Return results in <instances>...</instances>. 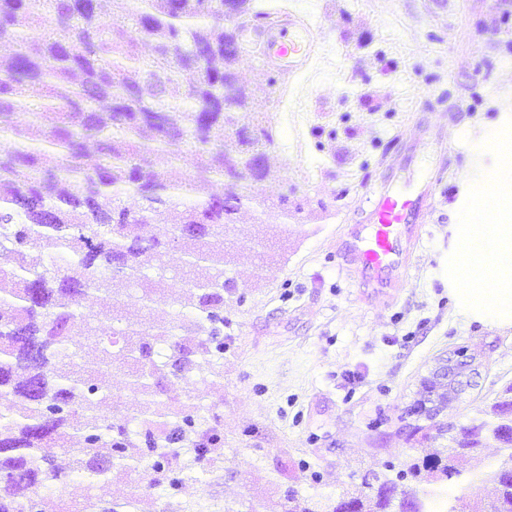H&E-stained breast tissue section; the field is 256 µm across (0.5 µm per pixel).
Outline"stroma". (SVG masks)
I'll return each instance as SVG.
<instances>
[{
	"label": "stroma",
	"instance_id": "stroma-1",
	"mask_svg": "<svg viewBox=\"0 0 512 512\" xmlns=\"http://www.w3.org/2000/svg\"><path fill=\"white\" fill-rule=\"evenodd\" d=\"M320 33L310 69L268 86L258 52L241 81L269 104V177L249 195L288 197L286 238L243 208L237 258L226 271L224 358L215 371L172 381V411L199 407L224 444L200 461L181 449L178 482L135 488L123 471L96 487L104 512H284L290 491L323 501L366 469L431 452L409 440L420 381L439 358L462 352L478 373L444 413L455 429L493 421L512 387V326L464 317L448 291L454 227L478 219L457 194L495 172L512 133V0H287ZM414 182L450 165L417 265L395 300L361 298L336 258L343 224L397 154Z\"/></svg>",
	"mask_w": 512,
	"mask_h": 512
}]
</instances>
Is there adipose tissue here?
<instances>
[{"mask_svg": "<svg viewBox=\"0 0 512 512\" xmlns=\"http://www.w3.org/2000/svg\"><path fill=\"white\" fill-rule=\"evenodd\" d=\"M491 204L483 206L482 219L459 229L461 240L477 241L486 261L478 275L469 265L452 259L448 265L450 290L462 315L512 325V154L500 159L496 180L491 185Z\"/></svg>", "mask_w": 512, "mask_h": 512, "instance_id": "1", "label": "adipose tissue"}]
</instances>
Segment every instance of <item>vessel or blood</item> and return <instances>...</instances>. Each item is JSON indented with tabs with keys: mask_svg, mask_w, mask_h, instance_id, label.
I'll return each instance as SVG.
<instances>
[{
	"mask_svg": "<svg viewBox=\"0 0 512 512\" xmlns=\"http://www.w3.org/2000/svg\"><path fill=\"white\" fill-rule=\"evenodd\" d=\"M246 34L273 75L290 78L309 68L315 36L305 19L279 13L248 26ZM442 182L443 173L438 170L422 185L408 190L396 185L391 172H384L365 195V223L342 226L336 238V257L362 293L391 299L397 296L416 266Z\"/></svg>",
	"mask_w": 512,
	"mask_h": 512,
	"instance_id": "vessel-or-blood-1",
	"label": "vessel or blood"
}]
</instances>
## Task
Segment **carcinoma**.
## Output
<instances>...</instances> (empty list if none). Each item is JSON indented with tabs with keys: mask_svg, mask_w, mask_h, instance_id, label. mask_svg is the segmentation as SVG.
<instances>
[{
	"mask_svg": "<svg viewBox=\"0 0 512 512\" xmlns=\"http://www.w3.org/2000/svg\"><path fill=\"white\" fill-rule=\"evenodd\" d=\"M265 13L258 0H0V38L16 45L0 57V136L13 141L0 155V254L17 260L0 270V396L13 401L0 414V512H40L38 492L75 478L90 491L115 469L159 487L178 449L202 459L221 442L197 412L175 414L163 396L166 380L188 382L224 355L238 211L252 203L259 223L288 234L287 197L242 192L270 175L269 115L238 72L239 20ZM212 182L223 192L204 194ZM144 224L158 235L142 237ZM173 271L189 274L190 298L173 300L165 321L144 328L83 306L104 293L122 310L148 308ZM108 321L112 339L90 366L73 363L71 337L95 336ZM203 322L204 334L185 341ZM116 366L128 371L133 403L100 415ZM492 413L501 458L467 478L489 477V502L450 501L435 487L461 475L457 459L481 461L483 422L394 478L369 472L337 507L290 493L285 512H512V399ZM447 434L442 424L409 431L418 443ZM52 448L70 453L69 469Z\"/></svg>",
	"mask_w": 512,
	"mask_h": 512,
	"instance_id": "1",
	"label": "carcinoma"
}]
</instances>
